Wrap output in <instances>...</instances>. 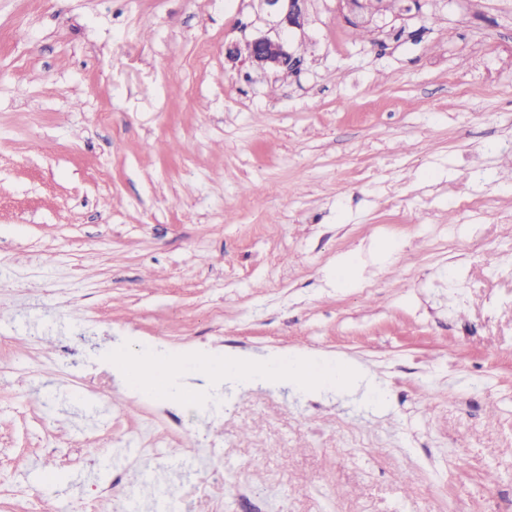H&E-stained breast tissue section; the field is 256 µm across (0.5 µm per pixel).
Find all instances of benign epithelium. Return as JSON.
I'll return each mask as SVG.
<instances>
[{"label": "benign epithelium", "instance_id": "obj_1", "mask_svg": "<svg viewBox=\"0 0 512 512\" xmlns=\"http://www.w3.org/2000/svg\"><path fill=\"white\" fill-rule=\"evenodd\" d=\"M308 0H254L258 15L267 30L247 42L246 60L263 72L277 73L296 70L301 59L295 52L290 32L301 30L307 22ZM347 12L348 22L361 27L371 21L375 13H365L361 0H340Z\"/></svg>", "mask_w": 512, "mask_h": 512}]
</instances>
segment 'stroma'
Instances as JSON below:
<instances>
[{"instance_id": "35a3bbf8", "label": "stroma", "mask_w": 512, "mask_h": 512, "mask_svg": "<svg viewBox=\"0 0 512 512\" xmlns=\"http://www.w3.org/2000/svg\"><path fill=\"white\" fill-rule=\"evenodd\" d=\"M251 0H0V512L512 504V0L360 39L308 0L279 77ZM356 284L337 287V256ZM340 358L382 390L161 401L112 353Z\"/></svg>"}]
</instances>
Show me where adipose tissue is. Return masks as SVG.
Listing matches in <instances>:
<instances>
[{"label": "adipose tissue", "mask_w": 512, "mask_h": 512, "mask_svg": "<svg viewBox=\"0 0 512 512\" xmlns=\"http://www.w3.org/2000/svg\"><path fill=\"white\" fill-rule=\"evenodd\" d=\"M193 362L205 373H215L225 380L248 386L257 382L288 381L304 392H315L327 387H369L373 403H381L383 394L370 388L366 373L350 361H336L324 369L312 366L309 357L302 352L278 356L252 357L236 352L220 350H188L142 354L135 356L118 350L112 354V368L119 373L128 388L151 393L163 398H175L177 402L194 401L193 391L176 387L175 381L186 362Z\"/></svg>", "instance_id": "ef3b65f1"}]
</instances>
